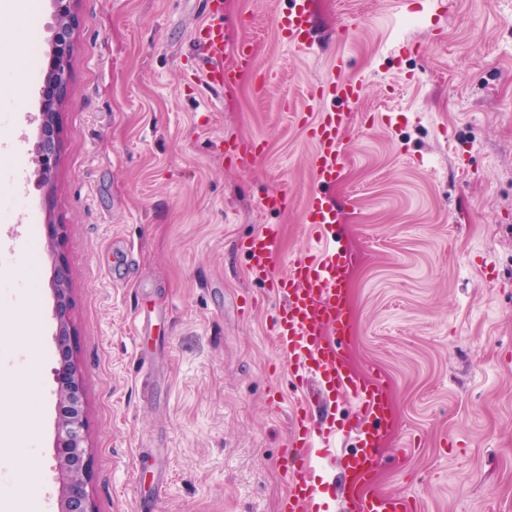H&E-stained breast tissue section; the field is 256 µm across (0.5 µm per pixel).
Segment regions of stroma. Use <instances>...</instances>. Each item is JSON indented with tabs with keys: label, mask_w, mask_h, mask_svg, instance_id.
Instances as JSON below:
<instances>
[{
	"label": "stroma",
	"mask_w": 512,
	"mask_h": 512,
	"mask_svg": "<svg viewBox=\"0 0 512 512\" xmlns=\"http://www.w3.org/2000/svg\"><path fill=\"white\" fill-rule=\"evenodd\" d=\"M287 6L224 0V63L247 39L258 73L216 92L190 41L207 0H78L47 190L34 157L53 8L28 0L38 49L18 79L0 0V152L23 141L27 183L0 223V448L16 451L0 512L28 476L36 512H57L66 487L51 291L61 263L95 512H136L134 486L159 478L152 512H280L297 394L269 332L278 300L238 243L276 224L275 271L305 255L314 147L295 114L315 111L307 91L331 67L364 88L326 191L361 257L343 350L353 372L392 385L372 487L419 512H512V0H311L308 53L278 39ZM352 20L353 38L337 41ZM254 141L263 150L248 163L228 151ZM272 189L287 204L266 212L258 201ZM50 221L64 227L56 246ZM327 404L338 433L333 453L313 457V512H341V460L355 448L343 428L356 402Z\"/></svg>",
	"instance_id": "35a3bbf8"
}]
</instances>
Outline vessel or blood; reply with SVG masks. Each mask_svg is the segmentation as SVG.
<instances>
[{
  "label": "vessel or blood",
  "mask_w": 512,
  "mask_h": 512,
  "mask_svg": "<svg viewBox=\"0 0 512 512\" xmlns=\"http://www.w3.org/2000/svg\"><path fill=\"white\" fill-rule=\"evenodd\" d=\"M223 9L222 0H210L208 18L192 36L196 55L208 65L207 84L217 89L233 87L241 73L256 66L253 44L243 41L236 49L235 66L225 67ZM310 24L309 0H289L287 9L274 16L281 41L301 53L312 47ZM361 92L359 81L328 71L309 91L318 106L316 115L305 111L300 114V122L315 147L311 160L314 187L302 213V221L311 233L308 254L290 262L287 270L277 275L270 265L277 225H266L239 243L248 257L251 278L268 284L279 299L271 317V332L276 344L288 353L291 384L302 387L306 372L314 371L322 383L348 391L362 408L361 417L350 426L357 447L343 459L348 488L355 492L375 476L384 433L393 424L387 386L375 378L353 375L338 347L353 332L348 279L359 256L342 247L339 212L323 188L335 181L340 165L344 107L359 100ZM310 408L308 397H300L291 416L290 443L282 462L287 482L282 512H310L316 494L310 452L315 447L330 449L336 441L335 428L312 420ZM414 508V503L405 498L378 492L357 495L353 502V512H413Z\"/></svg>",
  "instance_id": "1"
}]
</instances>
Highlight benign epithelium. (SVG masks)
<instances>
[{
    "instance_id": "benign-epithelium-1",
    "label": "benign epithelium",
    "mask_w": 512,
    "mask_h": 512,
    "mask_svg": "<svg viewBox=\"0 0 512 512\" xmlns=\"http://www.w3.org/2000/svg\"><path fill=\"white\" fill-rule=\"evenodd\" d=\"M77 2L78 0H54L58 32L50 45L51 65L45 78L47 94L41 112L44 135L36 146L35 155L38 177L44 185L52 182L58 159L56 116L57 108L69 89L67 60L72 51L71 30L75 23ZM53 293L57 302L56 315L59 321L57 336L59 342L63 343L68 336V274L63 266L58 269L53 281ZM55 376L58 400L66 408L60 421V434L55 451L58 466L68 474L60 512H94L87 492L88 471L84 460L86 448L82 390L76 366L71 363L65 352L62 353Z\"/></svg>"
}]
</instances>
